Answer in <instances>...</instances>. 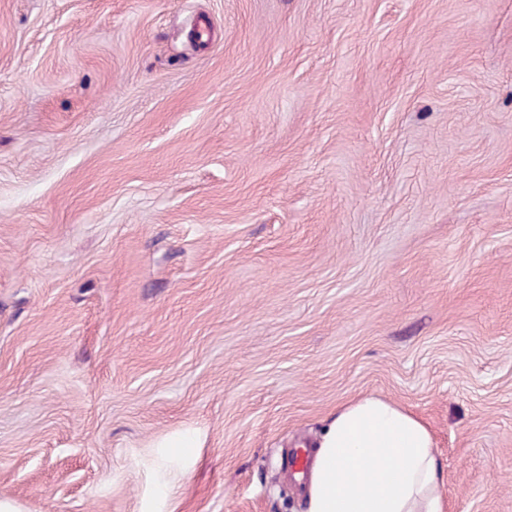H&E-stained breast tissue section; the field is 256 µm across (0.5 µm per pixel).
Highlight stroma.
I'll list each match as a JSON object with an SVG mask.
<instances>
[{
    "mask_svg": "<svg viewBox=\"0 0 512 512\" xmlns=\"http://www.w3.org/2000/svg\"><path fill=\"white\" fill-rule=\"evenodd\" d=\"M366 395L512 512V0H0V498L305 512ZM158 448L164 450L146 512H170L169 505L186 477L185 467L197 443L191 432H183L165 438Z\"/></svg>",
    "mask_w": 512,
    "mask_h": 512,
    "instance_id": "1",
    "label": "stroma"
}]
</instances>
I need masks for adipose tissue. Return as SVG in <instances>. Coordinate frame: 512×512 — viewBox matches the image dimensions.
I'll use <instances>...</instances> for the list:
<instances>
[{"instance_id":"ef3b65f1","label":"adipose tissue","mask_w":512,"mask_h":512,"mask_svg":"<svg viewBox=\"0 0 512 512\" xmlns=\"http://www.w3.org/2000/svg\"><path fill=\"white\" fill-rule=\"evenodd\" d=\"M146 512H167L196 448L192 433L165 438ZM442 462L429 428L374 396L340 407L315 445L306 512H447Z\"/></svg>"}]
</instances>
